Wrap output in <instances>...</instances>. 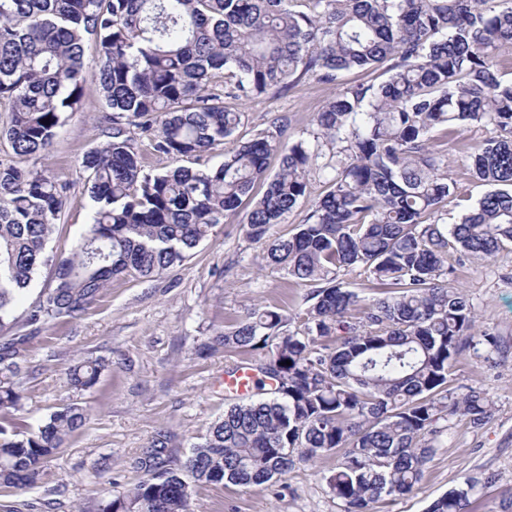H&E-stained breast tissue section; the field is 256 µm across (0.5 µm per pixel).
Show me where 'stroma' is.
<instances>
[{"label": "stroma", "mask_w": 512, "mask_h": 512, "mask_svg": "<svg viewBox=\"0 0 512 512\" xmlns=\"http://www.w3.org/2000/svg\"><path fill=\"white\" fill-rule=\"evenodd\" d=\"M381 69L352 70L338 82L307 76L276 95L234 102L245 113L235 133L245 141L275 117L285 118L294 136L312 130L316 112L342 87L380 82ZM85 109L67 114L48 153L35 168L73 183L69 201L55 224L47 252L68 256L85 236L91 201L81 176L84 154L105 137L103 104L95 81L84 87ZM485 125L467 126L453 138H439L448 173L458 192L443 208V223H458L484 195L486 185L463 167L468 146L493 136ZM242 214L226 216L212 228L183 266L151 277L112 280L82 315L48 324L30 341L17 379L21 408L9 418L37 426L62 405L77 402L90 410L86 426L68 438L48 463L36 487L13 491L17 512H93L102 494L118 497L142 477L141 462L157 434L167 436L166 457L180 468L192 446L202 441L231 402L222 381L233 369L254 363V355L219 344L217 338L253 307L278 308L294 316L307 306L309 286L284 271L265 267L260 248L245 236ZM449 286L461 291L477 316L478 332L495 347L466 349L448 372V385L462 394L479 389L493 407L491 418L472 427L452 418L418 489L373 512H427L429 505L467 478L492 475L475 497L472 512H499L512 502V250L484 260L452 250ZM100 360L98 383L71 388L68 373L84 360ZM339 461L329 452L297 465L274 486L246 489L231 483L192 489L194 512H343L324 477Z\"/></svg>", "instance_id": "35a3bbf8"}]
</instances>
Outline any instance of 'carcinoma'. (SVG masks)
Here are the masks:
<instances>
[{
    "mask_svg": "<svg viewBox=\"0 0 512 512\" xmlns=\"http://www.w3.org/2000/svg\"><path fill=\"white\" fill-rule=\"evenodd\" d=\"M100 47L96 67L83 55ZM512 45V0H0V330L33 275L72 183L29 167L51 147L67 112L83 109L88 78L100 86L106 142L82 161L93 202L84 241L55 262L53 284L27 309V325L84 313L112 278H150L180 266L224 217L247 200L246 236L262 262L313 287L299 315L253 308L224 332L226 347L258 356V388L273 397L233 404L194 445L183 469L167 467L164 436L141 462L127 494L103 496L96 512H192V486L216 476L251 488L296 464L340 452L324 476L344 512L411 494L438 448L442 423L475 427L491 415L486 396H459L448 368L473 341L469 301L448 287V249L493 259L512 246V82L499 49ZM385 66L381 84L350 85L316 113L308 137L286 140L279 118L224 152L217 166L146 170L150 149L200 161L224 145L244 113L224 99H256L310 75L333 83L353 69ZM466 123L495 135L462 162L494 186L457 224L439 212L457 189L433 133ZM279 157L268 174V160ZM327 192L298 231L270 229L307 197ZM265 185L255 195L258 184ZM361 270L379 297L344 286ZM358 313L351 320V313ZM30 337L0 345V409L22 396L14 378ZM291 365H284V361ZM101 362L69 370L77 391L98 382ZM87 408L65 404L37 429L0 423V487L33 488L45 464L81 430ZM470 477L428 512H467Z\"/></svg>",
    "mask_w": 512,
    "mask_h": 512,
    "instance_id": "obj_1",
    "label": "carcinoma"
}]
</instances>
